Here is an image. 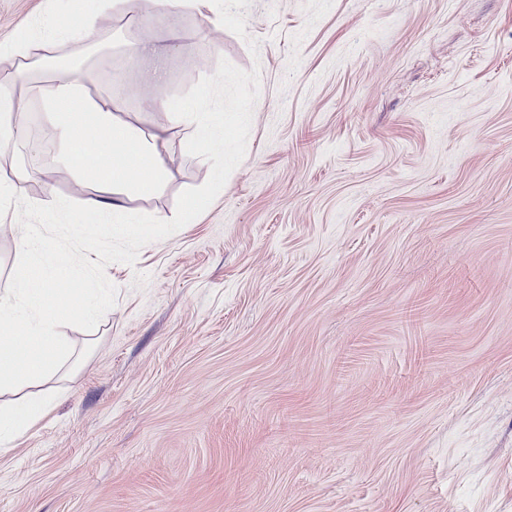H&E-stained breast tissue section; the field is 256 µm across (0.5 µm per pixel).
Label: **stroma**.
Wrapping results in <instances>:
<instances>
[{"mask_svg": "<svg viewBox=\"0 0 512 512\" xmlns=\"http://www.w3.org/2000/svg\"><path fill=\"white\" fill-rule=\"evenodd\" d=\"M95 16L85 28L84 14ZM246 37L186 8L126 27L98 0H0L16 38L181 40L163 87L118 55L85 84L162 134L171 219L210 164L156 96L220 59L260 70L246 155L194 223L112 263L92 353L0 454V512H512V0H251ZM257 40L250 50L249 40ZM48 156L0 152L25 197L79 202Z\"/></svg>", "mask_w": 512, "mask_h": 512, "instance_id": "obj_1", "label": "stroma"}]
</instances>
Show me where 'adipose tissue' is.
<instances>
[{"label":"adipose tissue","instance_id":"1","mask_svg":"<svg viewBox=\"0 0 512 512\" xmlns=\"http://www.w3.org/2000/svg\"><path fill=\"white\" fill-rule=\"evenodd\" d=\"M52 54L53 47L47 43L38 55H20L12 74L0 78L1 146L25 136L19 119L23 107L9 84L43 65ZM38 91L46 99L44 120L53 128L66 159L77 160L78 148L85 142L94 146L85 160H77L81 176L105 187L84 200L88 214L99 220L108 214L120 215L127 198L159 187L167 169L158 148L159 134L113 112L111 100L89 96L76 70L54 69L48 84ZM21 241L12 284L0 296V332L11 336L9 342L0 343V446L4 448L42 414L41 387L71 351L68 337L58 331L56 315L62 303L58 283L66 269L54 263L39 225H27Z\"/></svg>","mask_w":512,"mask_h":512}]
</instances>
